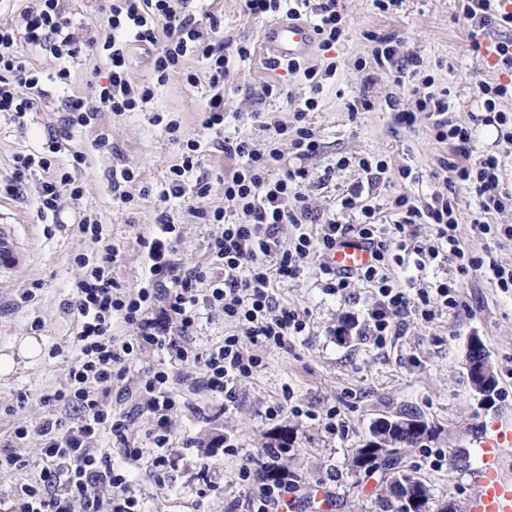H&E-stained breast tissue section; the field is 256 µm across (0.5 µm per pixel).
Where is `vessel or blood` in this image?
I'll return each mask as SVG.
<instances>
[{
	"mask_svg": "<svg viewBox=\"0 0 512 512\" xmlns=\"http://www.w3.org/2000/svg\"><path fill=\"white\" fill-rule=\"evenodd\" d=\"M314 43L310 27L300 21L276 23L263 35V44L272 59L285 60L308 54ZM19 246L14 228L0 225V269L19 263ZM373 253L367 244L347 238L332 255L333 264L350 273L370 265ZM481 467L475 475L480 491L468 502V512H512V421L497 422L479 443Z\"/></svg>",
	"mask_w": 512,
	"mask_h": 512,
	"instance_id": "1",
	"label": "vessel or blood"
}]
</instances>
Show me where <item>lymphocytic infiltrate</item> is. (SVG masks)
Masks as SVG:
<instances>
[{"mask_svg":"<svg viewBox=\"0 0 512 512\" xmlns=\"http://www.w3.org/2000/svg\"><path fill=\"white\" fill-rule=\"evenodd\" d=\"M191 0H108V26L102 44L110 60L108 83L99 93L102 108L112 112H132L153 95L151 85L131 84L127 79L130 56L126 46L116 40V32L133 33L136 40L155 45L154 71L165 79L168 70L182 58L197 56L206 60L213 86L223 85L229 74L227 43L220 37L221 23L213 16L198 19L190 7ZM463 15L470 29L469 50L480 54V40L485 31L505 24L512 27V13L499 0H462ZM309 11L315 20L313 32L321 47L329 49L347 34L344 0H300L288 14L299 17ZM29 44L49 48L58 57L76 58L82 51L65 15L63 0H39L35 10L25 15V35ZM14 29L0 27V112L12 113L24 120L48 91L39 72L26 68L15 45ZM292 74H302L312 92L300 102L291 125L264 121L262 127L272 139H288L298 156L312 158L321 152V143L306 117L317 107L325 73L335 72L336 63L325 71L307 65L304 59H290L280 64ZM411 107L398 110L400 122L410 124L417 113L434 117L433 130L438 141L453 145L457 161H440L435 178L445 182L447 193L438 195L434 205L422 209L407 195H397L392 208L397 214L393 232H386L377 222L376 209L367 204L378 186L386 184L388 163L383 159L363 157L358 161L361 179L346 191L342 206L360 210L362 220L345 224L335 216H323L312 210L306 194L314 183L312 170L283 166L277 150L255 149L244 139L225 140L224 155L234 160V167L224 174V204L200 217L208 224L221 225L209 250L223 266L221 276H211L200 266L179 268L173 259L176 227L163 220L142 245L147 251L150 276L143 287L134 291L122 288L112 278L117 249L106 243L99 221L85 218L79 224L82 233L100 243L94 258H80L85 277L77 286L68 309L76 315L79 329L74 339L77 355L69 368L68 384L43 397L53 406L54 414L39 424L42 438L41 462L44 480L32 485L21 484L11 500L9 512H72L74 502H81L83 512H142L132 496L116 501L114 489L126 478L112 463L135 466L150 459L152 467L164 469L170 462L173 417L179 409L174 386L178 374L163 368L149 370L138 380H130V364L137 350L155 347L175 355L187 369L191 381L208 389L225 404L236 400V390L250 378L262 358L244 352L241 339L249 337L254 345L287 348L291 339L304 335L307 313L280 306L273 298L275 282L295 279L305 270L316 268L325 280L327 291L337 294L358 281L376 288L378 301L364 324L366 335L382 343L396 328L395 320L412 306H421L422 316H431V302L447 308L458 307L461 296L455 283L437 285L434 293L411 298L396 287L390 265H404L409 254L418 258H437L448 249L460 262L462 273L481 270L483 261L469 255L457 235L459 225L458 194L477 196L481 209L473 219L474 228L483 235L492 226L488 215L502 211L512 202V185L508 184L496 156L475 153L470 128L449 121L447 96L411 91ZM202 150L199 142H187L182 163L171 168L166 196L192 195L205 198L210 185L196 180L187 185V176L200 167ZM16 175L41 169L49 177L38 191L40 213L55 211L62 192L79 195L80 189L69 174H51L50 156H19ZM285 224H313L316 234H299L292 247H282L279 233ZM416 224L436 227L435 244L409 247L408 229ZM353 237L369 244L373 250L371 265L353 272L336 269L331 256L337 245ZM221 311L230 331L222 342L201 352L193 344V333L200 308ZM121 316L132 326V339L118 340L112 334L113 316ZM122 387L135 396V408L149 412L152 428L151 446L141 449L128 439V415L113 413L107 402L113 387ZM111 451L101 449L102 442Z\"/></svg>","mask_w":512,"mask_h":512,"instance_id":"lymphocytic-infiltrate-1","label":"lymphocytic infiltrate"}]
</instances>
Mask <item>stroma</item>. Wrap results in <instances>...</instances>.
I'll use <instances>...</instances> for the list:
<instances>
[{
	"mask_svg": "<svg viewBox=\"0 0 512 512\" xmlns=\"http://www.w3.org/2000/svg\"><path fill=\"white\" fill-rule=\"evenodd\" d=\"M65 7L84 45L77 59L61 63L22 39L17 50L26 66L44 79L55 76L63 64L69 78L28 113L25 123L0 112V185L19 184L17 192L0 195V224L14 225L24 253L21 265L0 271V354L13 351L25 337L43 344L37 362L20 361L11 374L0 377V446H13L28 463L21 471H0V504L5 506L17 484L39 481L41 438L36 427L50 412L42 397L68 382L66 353L77 327L66 304L84 276L77 256H92L97 248L80 232L81 219L91 216L103 224L119 252L112 276L123 288L137 289L145 282L148 267L141 240L164 215L174 221L179 234L177 259L219 272L208 249L219 227L203 223L197 212L224 203L223 139L245 138L255 148L266 149L268 134L255 121L254 110L287 125L298 104L311 95L302 75L269 67L261 38L272 16L245 14L240 0H195L197 14L220 20L225 40L251 49L247 59L229 58L222 133L201 126L213 89L208 66L195 56L186 57L163 83H156L152 99L138 110L105 111L90 124L68 125V101L99 103L109 64L106 52L88 49L87 43L105 34L108 13L104 0H67ZM346 21L344 40L328 51L313 48L306 57L308 65L320 69L331 61L338 64L316 96V109L307 116L322 144L321 156L308 166L329 174L307 189L312 209L338 214L346 224L361 221L360 211L342 208L341 201L360 178L357 163L363 156L387 160L395 171H412L406 179L395 174L389 186L377 191L383 221L395 218L390 208L395 195H409L424 205L445 191L443 181L431 172L440 157L451 156L450 145L436 140L428 115H418L409 127L399 124L386 105L391 97L408 107L409 87L426 76L434 79L435 90H447L449 120L471 128L476 151L496 155L512 176V141L484 136L485 112L478 96L480 83H506L512 81V73L471 55L460 0H401L386 12L377 10L372 0H346ZM371 32L402 37L404 51L421 58L420 73L406 75L403 85H396L392 68H377L372 59L374 44L367 38ZM270 83L286 88L287 96L263 97L262 90ZM363 97L371 100V108L350 114L348 104ZM170 120L179 122L178 133L168 131ZM103 132L109 144L101 148L96 140ZM52 133L61 143L53 156L55 167L72 173L82 193L63 194L56 213L44 217L36 204L43 173L36 170L16 181V159L43 153ZM188 139L200 141L204 149L195 175L210 184V193L203 199H161L169 170L180 163L182 143ZM76 151L85 157L77 167L72 164ZM341 158L346 161L342 167L337 164ZM125 169L138 173L136 184L122 180ZM143 187L148 195H140ZM126 191L135 195L127 205L119 200ZM459 207L461 243L474 256L512 267V240L479 234L472 226L471 215L479 209L476 197L460 193ZM392 278L413 297L439 283L458 282L464 303L454 309L433 305L428 320L409 311L399 319L396 334L377 345L361 333L377 298L375 290L357 283L330 294L313 269L276 283L277 302L308 312L309 330L284 349L258 350L250 339H243L244 350L259 352L262 364L240 385L233 406H225L223 398L206 389L176 387L181 408L172 435L173 462L157 473L149 461H142L128 473L125 494L136 497L144 512H228L253 496V485L237 477L241 464L250 463L258 476H265L270 461L266 449H277L284 440L287 452H278L272 461L290 496L299 502H307L311 490L320 488L330 495L332 512H384L387 481L396 471L423 482L439 512L445 507L467 512L469 499L480 490L473 479L479 465L476 442L494 422L512 418V289L499 288L488 269L464 274L455 258L443 256L422 269L406 263L394 269ZM474 335L481 338L496 367L497 387L490 401L474 392L468 377L466 351ZM58 347L62 356L52 357ZM282 400L290 408L310 409L315 419L294 416L290 408L268 417L267 408ZM331 408L344 422L343 430L333 434L325 431L322 421ZM403 413L418 414L427 423L429 433L422 442L401 455L394 471L354 468V450L369 440L374 420ZM20 425L29 433L17 441L13 433Z\"/></svg>",
	"mask_w": 512,
	"mask_h": 512,
	"instance_id": "35a3bbf8",
	"label": "stroma"
}]
</instances>
